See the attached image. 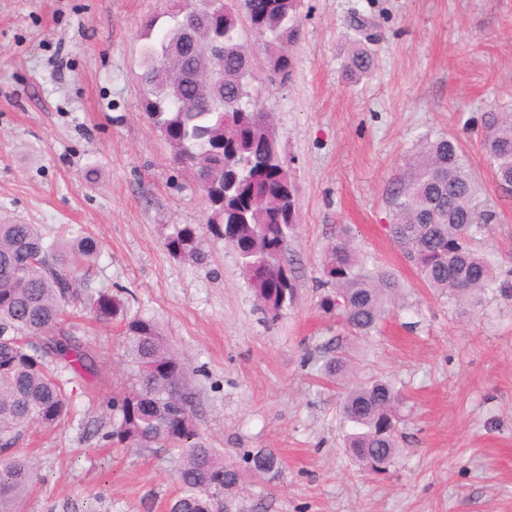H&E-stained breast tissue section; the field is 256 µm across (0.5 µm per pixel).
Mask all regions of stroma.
<instances>
[{
    "label": "stroma",
    "instance_id": "35a3bbf8",
    "mask_svg": "<svg viewBox=\"0 0 512 512\" xmlns=\"http://www.w3.org/2000/svg\"><path fill=\"white\" fill-rule=\"evenodd\" d=\"M164 5L0 0V221L39 225L49 241L65 227L100 241L90 289L159 324L188 366L209 447L284 459L283 477L252 483L247 501L269 512H512V295H487L475 312L437 297L392 242L385 201L419 135L458 137L480 201L500 214L481 247L512 284V200L480 145L488 105L512 108V0H302L292 82L254 84L298 186L300 229L285 253L297 294L274 321L223 238L204 229L196 260L164 245L172 225L207 218L141 109L140 31ZM359 14L374 21L376 66L351 83L345 33ZM343 224L404 285L379 333L345 344L362 377L406 395L400 454L378 477L344 450L341 389L317 373L341 332L320 306L321 250ZM82 334L104 360L74 392L71 421L25 436L36 463L26 512H166L175 451L105 439L112 391L129 380L122 327L87 321Z\"/></svg>",
    "mask_w": 512,
    "mask_h": 512
}]
</instances>
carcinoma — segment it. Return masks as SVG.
<instances>
[{
	"label": "carcinoma",
	"mask_w": 512,
	"mask_h": 512,
	"mask_svg": "<svg viewBox=\"0 0 512 512\" xmlns=\"http://www.w3.org/2000/svg\"><path fill=\"white\" fill-rule=\"evenodd\" d=\"M211 4L212 27L194 44L183 40L179 20L204 0H169L162 16L170 22L159 35L162 16L145 22L141 107L170 147L173 162L193 175L208 206L210 231L236 252L242 274L274 320L295 294V270L281 266L272 253L286 251L296 235L297 194L281 174L280 158L263 147L259 120L274 121L276 112L254 101L255 74L240 25L247 21L251 34L269 48L268 79L289 83L294 72L289 47L298 40L301 0H261L254 16L230 0ZM215 38L224 40V104L210 111L200 103L199 86L178 79L176 72L204 71L213 64ZM374 67L372 52L359 43L349 51L343 75L356 81ZM481 149L495 181L512 184L511 111L490 106ZM478 196L460 141L444 133L421 135L407 168L385 192L389 235L423 283L448 302L472 309L485 295L506 291L493 256L479 247L496 211L482 207ZM200 243L194 224H175L165 238L176 258L199 253ZM100 251L92 237L62 236L48 245L36 224H0V452L17 447L33 425L51 429L67 420L72 413L67 385L97 370L99 355L63 318L80 307L96 322L110 324L125 311V301L110 290L86 293V273ZM321 270L324 283L334 288L323 305L336 310L349 338L378 332L400 299L402 284L391 271L369 265L350 227L336 230ZM343 340L328 342L322 372L343 385L339 413L351 425L345 447L362 470L385 472L400 453L396 421L405 398L390 380L356 377ZM122 344L132 383L112 395L106 438L117 447L162 444L178 452L180 491L169 512H211L215 496L237 492L250 476L271 478L282 471L284 463L271 448L247 451L243 471L207 446L196 424L187 367L155 321L127 320ZM33 479L28 457H0V512H22Z\"/></svg>",
	"instance_id": "carcinoma-1"
}]
</instances>
